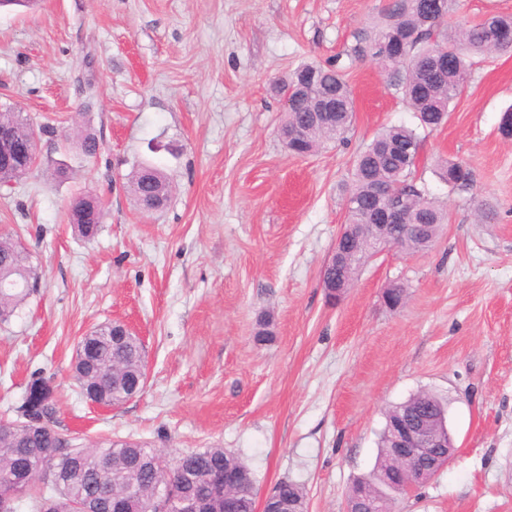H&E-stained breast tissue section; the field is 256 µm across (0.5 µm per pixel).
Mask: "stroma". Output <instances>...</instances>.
<instances>
[{
    "label": "stroma",
    "mask_w": 512,
    "mask_h": 512,
    "mask_svg": "<svg viewBox=\"0 0 512 512\" xmlns=\"http://www.w3.org/2000/svg\"><path fill=\"white\" fill-rule=\"evenodd\" d=\"M387 0H40L0 10V110L48 127L40 167L0 188V231L32 253L41 292L0 325V420L34 376L78 445L131 439L169 457L237 455L259 492L301 484L308 512H346L372 471L385 412L421 391L447 404L454 454L395 512H512V52L478 56L417 174L447 214L434 245L387 248L336 302L321 273L347 222L354 160L377 132L415 126L358 33ZM348 68L355 112L343 139L291 155L273 86L303 62ZM99 142L95 156L75 130ZM69 167L54 178L56 161ZM467 164L470 190L438 175ZM162 170L167 205L140 212L134 169ZM103 200L95 240L67 202ZM494 209L482 222L480 205ZM403 286L393 309L386 288ZM272 338L254 340L259 319ZM122 319L144 340L148 379L95 408L72 379L81 336ZM146 171H152L155 174H157L164 181L165 187L167 188V192L169 194H171V185L168 180V177L161 170L151 167V166H140L138 169L133 170L131 172V174L128 178V182H127V188L129 190V192L131 193V195L133 196L136 206L139 209H140V204H139L140 197L139 196L142 194V193L140 194L139 192L141 191L142 184L146 179L145 176H143L142 174Z\"/></svg>",
    "instance_id": "35a3bbf8"
}]
</instances>
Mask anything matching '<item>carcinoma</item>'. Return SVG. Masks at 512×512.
<instances>
[{"mask_svg":"<svg viewBox=\"0 0 512 512\" xmlns=\"http://www.w3.org/2000/svg\"><path fill=\"white\" fill-rule=\"evenodd\" d=\"M452 0H390L382 20L357 35L351 49L355 60H370L386 72L418 120L417 128L392 126L376 135L354 161V176L347 198L348 223H363L362 214L379 205L380 184L401 183L394 203L410 212L421 207L420 221L430 225L425 236L408 242V251L429 249L435 242L445 214L428 198L425 184L416 176L421 134L417 129L442 125L454 99L467 80L469 56L512 50V16L491 14L478 23L446 26ZM448 49V74L436 72L435 48ZM288 93L297 105L284 111L281 132L289 134L308 128L299 151L314 152L324 142L338 138L349 128L354 101L345 78V67L320 62L307 63L295 71ZM336 104V119L329 125H310L311 113L323 103ZM33 129L19 110L0 112V144ZM40 165L37 154H13L0 149V185L9 186ZM152 171L171 188L159 169L141 166L131 172L127 188L139 201L143 173ZM442 176L452 191L466 190L473 182L470 168L461 162H445ZM70 223L78 237L94 239L101 228L103 206L95 197L74 198L69 208ZM39 274L30 253L12 236L0 235V323H6L30 295L38 291ZM143 348L126 342L113 343L112 325L97 331L95 343L87 349V362L75 361V380L81 393L96 395L118 406L129 396L130 380L139 374ZM430 416L445 411V403L425 393L392 407L385 416L413 413L418 408ZM20 425L0 430V500L14 501L19 508L29 502L31 512H79L89 501L97 512H145L154 502L160 482H167L179 500L191 497L224 509V501L213 500L215 481L224 478V468L245 474L251 470L238 456L223 448L184 453L171 463L170 472L159 468L160 452L137 441H112L85 448L73 444L70 434L56 425L53 390L42 377L32 379L17 407ZM391 438L383 429L372 481L388 476L392 465ZM283 498L305 500L302 486L283 480L274 486ZM257 488L241 492L235 512H255Z\"/></svg>","mask_w":512,"mask_h":512,"instance_id":"carcinoma-1","label":"carcinoma"}]
</instances>
